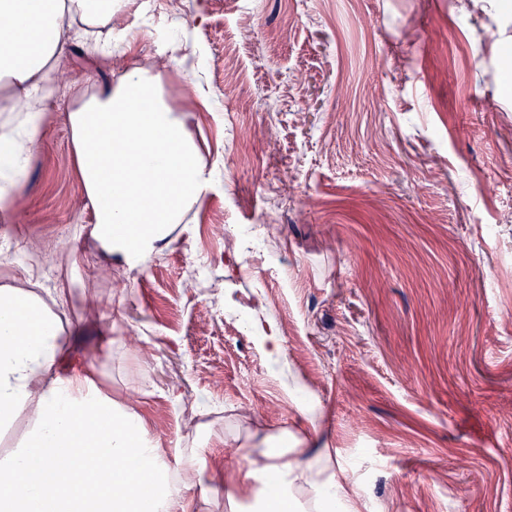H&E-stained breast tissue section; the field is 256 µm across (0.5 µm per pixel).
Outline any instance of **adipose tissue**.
<instances>
[{"label":"adipose tissue","mask_w":512,"mask_h":512,"mask_svg":"<svg viewBox=\"0 0 512 512\" xmlns=\"http://www.w3.org/2000/svg\"><path fill=\"white\" fill-rule=\"evenodd\" d=\"M130 0H0V213L43 138V114L70 43L94 35L111 56L112 19ZM72 152L102 251L130 266L170 244L174 225L212 188L217 173L167 103L160 77L132 68L116 83L73 85ZM58 289L0 288V429L32 415L24 447L0 459V512H180L197 490L195 458L171 478L140 415L76 375L61 376L63 321L48 305ZM247 478L273 483L254 512H359L329 449H243ZM67 466H59V456Z\"/></svg>","instance_id":"1"}]
</instances>
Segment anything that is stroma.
Wrapping results in <instances>:
<instances>
[{
	"label": "stroma",
	"instance_id": "obj_1",
	"mask_svg": "<svg viewBox=\"0 0 512 512\" xmlns=\"http://www.w3.org/2000/svg\"><path fill=\"white\" fill-rule=\"evenodd\" d=\"M189 40L160 75L220 179L145 265L104 255L71 155L70 87L155 59L75 41L0 240V285L63 288V374L149 426L178 475L246 502L241 456L327 444L361 512H512V15L499 0H157ZM199 53L210 93L184 90ZM268 260L215 225L256 224ZM202 263L217 292L187 290ZM286 356L272 361L260 324ZM207 402L196 426L185 402Z\"/></svg>",
	"mask_w": 512,
	"mask_h": 512
}]
</instances>
